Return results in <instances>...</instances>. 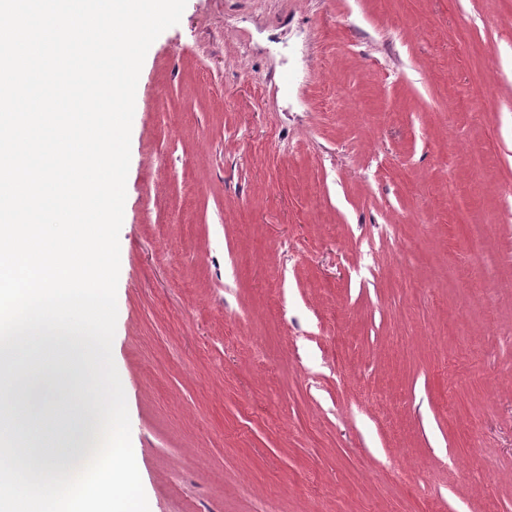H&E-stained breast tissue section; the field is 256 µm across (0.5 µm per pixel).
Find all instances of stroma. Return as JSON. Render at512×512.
Returning <instances> with one entry per match:
<instances>
[{"label":"stroma","instance_id":"1","mask_svg":"<svg viewBox=\"0 0 512 512\" xmlns=\"http://www.w3.org/2000/svg\"><path fill=\"white\" fill-rule=\"evenodd\" d=\"M119 244L149 512H512V0H187ZM80 424L40 394L10 433Z\"/></svg>","mask_w":512,"mask_h":512}]
</instances>
